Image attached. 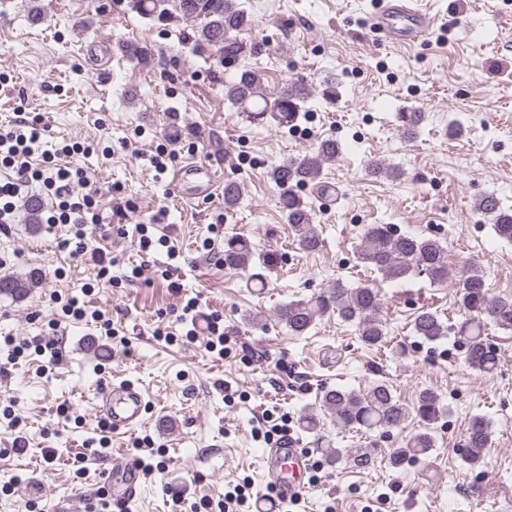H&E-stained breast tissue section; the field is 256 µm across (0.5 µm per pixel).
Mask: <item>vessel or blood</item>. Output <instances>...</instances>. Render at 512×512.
<instances>
[{"label":"vessel or blood","instance_id":"b4317fda","mask_svg":"<svg viewBox=\"0 0 512 512\" xmlns=\"http://www.w3.org/2000/svg\"><path fill=\"white\" fill-rule=\"evenodd\" d=\"M432 25L430 15L411 0H374L369 18V29L379 41L408 47L418 43ZM175 185L184 198L206 197L214 190L215 175L209 165L191 160L177 172ZM95 407L112 429H130L140 423L146 398L133 383L112 381L98 392ZM309 466L308 454L292 441L264 451L262 467L270 477L274 494L256 498L254 512H277L279 502L301 497L306 490L303 477ZM106 477L112 498L124 501L137 496L143 474L137 460L126 458L116 462Z\"/></svg>","mask_w":512,"mask_h":512}]
</instances>
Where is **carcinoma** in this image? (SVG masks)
Wrapping results in <instances>:
<instances>
[{"instance_id": "1", "label": "carcinoma", "mask_w": 512, "mask_h": 512, "mask_svg": "<svg viewBox=\"0 0 512 512\" xmlns=\"http://www.w3.org/2000/svg\"><path fill=\"white\" fill-rule=\"evenodd\" d=\"M166 0H128V7L143 19L164 23L172 19L165 7ZM179 18L193 27L190 35L193 48L198 52L214 50L223 65L237 63L257 53L258 47L237 37V33L251 26L252 18L235 0H179ZM120 50L128 57L145 61L148 48L138 42H126ZM310 96L306 84L290 80L279 90L269 92L261 74L243 69L226 86V98L234 108L253 122H267L277 128L297 126ZM341 146L333 139L321 141L308 154L287 159L276 165L270 177L280 187L281 212L301 250L314 252L321 239L314 226L311 205L295 187L312 184L322 193L326 182L322 180L323 165L336 158ZM476 209L490 218L495 237L512 243V207L503 206L495 195L477 199ZM357 259L373 268L391 282H404L415 275H424L433 283L448 280L447 251L434 238L411 233H397L387 224L366 227L357 247ZM224 265L248 273L249 280L265 286L264 275L253 266L250 242L240 236H231L224 242ZM43 282L40 271L32 269L24 274L0 275V295L21 300ZM458 305L463 319L447 324L435 311L419 312L412 323L415 336L427 342H437L453 335L464 349L467 365L481 373L493 372L500 357L487 338L488 326L512 331V296L494 297L485 288L483 275L476 268L462 271L459 279ZM336 314L342 321L355 326L359 341L367 348L382 347L388 335L387 324L381 315L377 292L365 285L352 288L337 280L309 298L291 300L279 305L276 317L288 330V335H306L316 320ZM321 406L336 426L356 429L364 433L378 430L389 432L402 426L408 419L418 420L423 429L408 438L388 457L387 463L399 467L405 462L425 456L435 448L433 425L443 416L445 409L439 395L431 388H423L415 401L407 404L396 396L383 381H375L363 390L344 386L325 389ZM302 430L315 437L317 449L328 464L335 466L353 461L357 466L369 460L367 450L351 455L345 448L320 433L317 415L305 413L301 418ZM491 431L488 421L481 415L471 417L463 434L464 461L478 464L480 452L488 447Z\"/></svg>"}]
</instances>
